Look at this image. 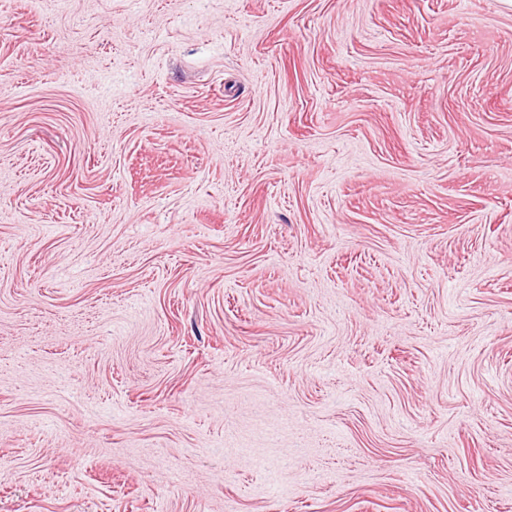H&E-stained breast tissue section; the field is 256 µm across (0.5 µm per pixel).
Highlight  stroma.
I'll return each mask as SVG.
<instances>
[{"instance_id":"stroma-1","label":"stroma","mask_w":512,"mask_h":512,"mask_svg":"<svg viewBox=\"0 0 512 512\" xmlns=\"http://www.w3.org/2000/svg\"><path fill=\"white\" fill-rule=\"evenodd\" d=\"M0 512H512V0H0Z\"/></svg>"}]
</instances>
